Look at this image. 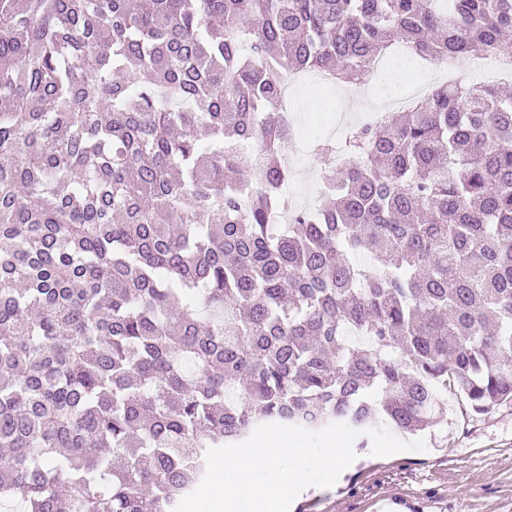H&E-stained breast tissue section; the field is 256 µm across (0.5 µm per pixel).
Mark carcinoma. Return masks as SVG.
Listing matches in <instances>:
<instances>
[{
    "instance_id": "obj_1",
    "label": "carcinoma",
    "mask_w": 512,
    "mask_h": 512,
    "mask_svg": "<svg viewBox=\"0 0 512 512\" xmlns=\"http://www.w3.org/2000/svg\"><path fill=\"white\" fill-rule=\"evenodd\" d=\"M442 2L0 0V500L172 512L261 424L512 401L502 85L354 127L328 202L272 223L279 74L506 49L512 0Z\"/></svg>"
}]
</instances>
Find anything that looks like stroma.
Masks as SVG:
<instances>
[{
    "instance_id": "1",
    "label": "stroma",
    "mask_w": 512,
    "mask_h": 512,
    "mask_svg": "<svg viewBox=\"0 0 512 512\" xmlns=\"http://www.w3.org/2000/svg\"><path fill=\"white\" fill-rule=\"evenodd\" d=\"M435 64L399 61L383 76H367L357 103L347 90L321 87L309 80L293 90L295 136L282 152L292 161L288 183L292 199L316 195L317 178L327 161L307 145L314 123L336 120L360 125L375 108L405 97L412 77L435 75ZM427 448L374 456L358 452L356 460L329 488L309 487L293 500L290 512H512V404L473 415L459 398L448 400V420L422 434Z\"/></svg>"
}]
</instances>
